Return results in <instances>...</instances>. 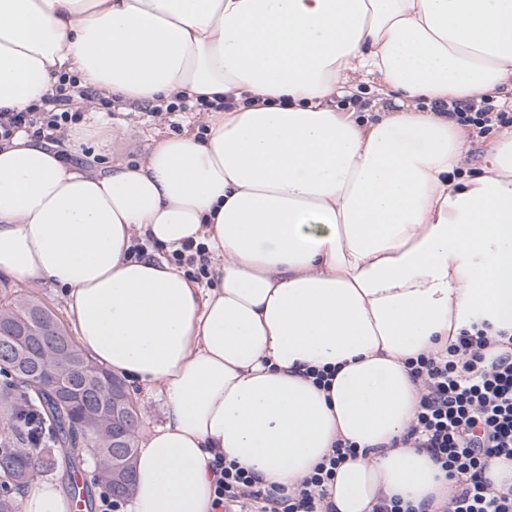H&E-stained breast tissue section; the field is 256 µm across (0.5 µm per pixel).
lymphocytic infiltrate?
<instances>
[{"label": "lymphocytic infiltrate", "mask_w": 512, "mask_h": 512, "mask_svg": "<svg viewBox=\"0 0 512 512\" xmlns=\"http://www.w3.org/2000/svg\"><path fill=\"white\" fill-rule=\"evenodd\" d=\"M67 85V77H60L41 108L0 112V145L19 130L41 138L78 125L84 114L75 108ZM451 116L478 138L512 128V112L496 111L489 100L455 104ZM407 367L422 392L401 444L426 449L455 490L444 501L417 507L392 499L376 512H512V486L495 487L486 476L490 460L512 461V336L493 341L475 325L462 330L445 351L418 356ZM356 454L354 444L337 440L313 473L291 490L262 486L237 462L215 456L209 463L215 476L212 506L215 512L233 507L241 512H334L328 486L337 468Z\"/></svg>", "instance_id": "1"}]
</instances>
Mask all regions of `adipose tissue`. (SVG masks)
<instances>
[{"mask_svg": "<svg viewBox=\"0 0 512 512\" xmlns=\"http://www.w3.org/2000/svg\"><path fill=\"white\" fill-rule=\"evenodd\" d=\"M64 73L123 103L228 104L205 138L102 175L61 156L81 130L0 149V274L64 286L84 352L163 404L132 512H212L217 453L294 488L339 439L359 454L336 512L448 496L393 442L420 400L407 359L475 321L512 332V130L461 175L443 113L512 88V0H0V112ZM370 77L392 106L338 107ZM137 240L205 245L216 283L135 258ZM21 501L73 512L46 481Z\"/></svg>", "mask_w": 512, "mask_h": 512, "instance_id": "obj_1", "label": "adipose tissue"}]
</instances>
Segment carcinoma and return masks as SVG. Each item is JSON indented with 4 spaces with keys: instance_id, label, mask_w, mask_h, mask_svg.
I'll return each mask as SVG.
<instances>
[{
    "instance_id": "carcinoma-1",
    "label": "carcinoma",
    "mask_w": 512,
    "mask_h": 512,
    "mask_svg": "<svg viewBox=\"0 0 512 512\" xmlns=\"http://www.w3.org/2000/svg\"><path fill=\"white\" fill-rule=\"evenodd\" d=\"M54 325L61 336H69L56 316L36 299L23 293L0 306V346L10 334L25 330L30 337L29 349L37 352L41 331ZM56 368L80 387L85 386L87 400H72L68 405L59 396L43 387L39 374L25 357L0 356V372L10 375V384L0 385V512H18L17 491L34 480L54 474L62 468L69 475L80 470L85 460L112 461L110 437L94 430L88 434L83 424L88 413L99 409L112 410L109 389L95 376L100 366L91 361L78 347L56 361ZM23 404L35 411L44 427V447L31 448L24 424L17 418V406ZM126 416L132 420V431L125 438V448L117 465L131 476L138 451L140 412L131 398H126Z\"/></svg>"
}]
</instances>
